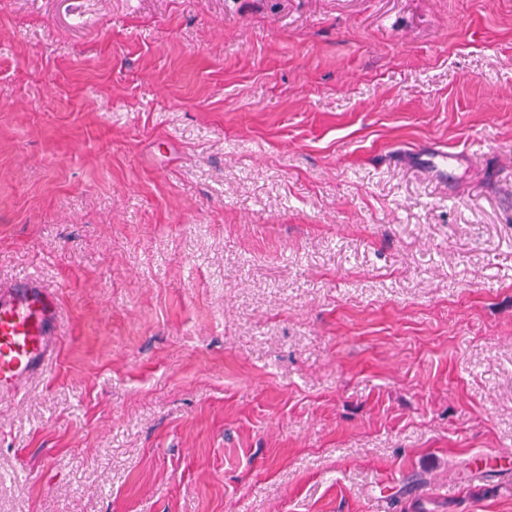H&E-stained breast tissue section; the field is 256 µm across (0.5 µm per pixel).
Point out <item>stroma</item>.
Instances as JSON below:
<instances>
[{
    "mask_svg": "<svg viewBox=\"0 0 512 512\" xmlns=\"http://www.w3.org/2000/svg\"><path fill=\"white\" fill-rule=\"evenodd\" d=\"M25 275L0 512H512V0H0ZM422 156H428V158H419L417 165L433 169L444 184L448 183V162L455 160L456 155L447 151H437L422 153ZM436 159H438L437 162H435ZM59 307L34 275L0 290V392H14L29 377L46 373L55 350Z\"/></svg>",
    "mask_w": 512,
    "mask_h": 512,
    "instance_id": "35a3bbf8",
    "label": "stroma"
}]
</instances>
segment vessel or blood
<instances>
[{
  "label": "vessel or blood",
  "mask_w": 512,
  "mask_h": 512,
  "mask_svg": "<svg viewBox=\"0 0 512 512\" xmlns=\"http://www.w3.org/2000/svg\"><path fill=\"white\" fill-rule=\"evenodd\" d=\"M59 307L34 275L0 290V392L45 374L54 354Z\"/></svg>",
  "instance_id": "vessel-or-blood-1"
}]
</instances>
